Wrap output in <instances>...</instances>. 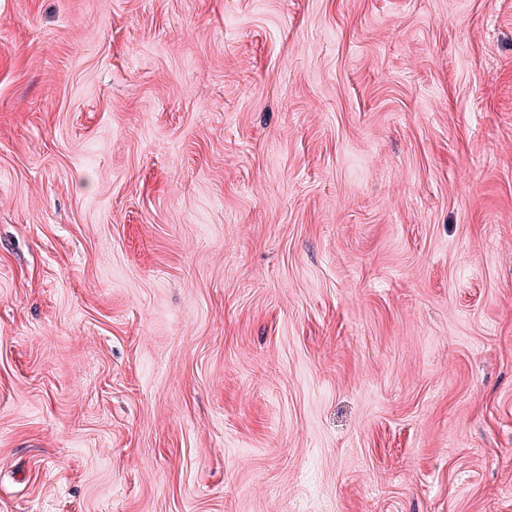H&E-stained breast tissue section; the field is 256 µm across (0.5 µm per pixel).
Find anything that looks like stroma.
I'll use <instances>...</instances> for the list:
<instances>
[{
    "instance_id": "stroma-1",
    "label": "stroma",
    "mask_w": 512,
    "mask_h": 512,
    "mask_svg": "<svg viewBox=\"0 0 512 512\" xmlns=\"http://www.w3.org/2000/svg\"><path fill=\"white\" fill-rule=\"evenodd\" d=\"M0 512H512V0H0Z\"/></svg>"
}]
</instances>
